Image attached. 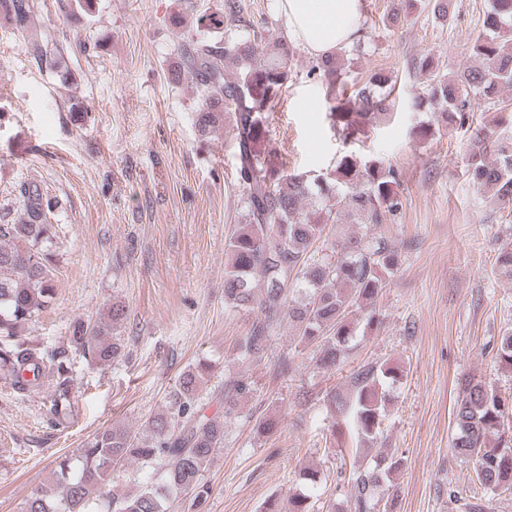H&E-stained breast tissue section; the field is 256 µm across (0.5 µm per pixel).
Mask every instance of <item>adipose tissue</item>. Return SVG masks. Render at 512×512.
Wrapping results in <instances>:
<instances>
[{
  "instance_id": "1",
  "label": "adipose tissue",
  "mask_w": 512,
  "mask_h": 512,
  "mask_svg": "<svg viewBox=\"0 0 512 512\" xmlns=\"http://www.w3.org/2000/svg\"><path fill=\"white\" fill-rule=\"evenodd\" d=\"M288 33L315 56L349 44L358 27L359 0H278Z\"/></svg>"
}]
</instances>
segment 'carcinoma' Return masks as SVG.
<instances>
[{
  "instance_id": "carcinoma-1",
  "label": "carcinoma",
  "mask_w": 512,
  "mask_h": 512,
  "mask_svg": "<svg viewBox=\"0 0 512 512\" xmlns=\"http://www.w3.org/2000/svg\"><path fill=\"white\" fill-rule=\"evenodd\" d=\"M66 16L85 18L93 0H66ZM33 0H0V17L25 32L33 17ZM225 14L205 15L215 35L197 40L184 33L171 79L186 77L195 85L200 104L195 124L200 135L229 126L238 156L242 188L237 224L225 244L224 305L251 314L247 336L238 345L241 365L267 353L272 334L283 323L294 329L298 344L315 349V366L340 367L353 349L360 319L379 323L374 306L390 277L400 268L396 243L374 229L388 223L403 207L402 177L378 158L345 150L330 172L308 175L285 170L268 144L267 113L293 82V51L281 36L239 34L235 0H226ZM357 41L316 59L309 74L325 87L331 127L347 145L360 140L369 126L389 114L391 78L374 72L351 94L355 82L349 64L364 51ZM31 55L40 63L62 66L59 45L35 39ZM478 64L454 75L435 77L428 96L418 92L411 106L419 110L425 98L437 106L435 119L415 127L423 143L450 127L468 133L467 173L481 191L490 194L501 212L512 218V110L499 103L492 124L474 120L472 104L512 87V0H490L482 32L472 46ZM15 208L0 207V372L14 393H42L51 378L53 390L48 422L59 427L76 411L72 365L75 356L105 366L124 356L122 338L112 325L125 317L124 307L109 309V322L79 318L69 336L55 345H41L25 335L55 295L56 255L49 244L57 236L52 223L60 202L34 180L15 184ZM329 224H361L364 231L329 243ZM499 275L512 279V242L502 243L495 258ZM499 363L512 368V331L501 337ZM212 365L199 362L183 371L166 410L145 421L141 431L112 427L92 435L82 447L59 462L51 482L34 492L25 512H169L178 492L192 495L201 506L209 495L204 472L224 448L227 417L233 405L253 391L244 374L224 376L211 396L224 402V417L202 412L200 388ZM398 376L386 363H368L350 377L347 392L331 396V404L364 444L381 432L386 417L384 381ZM456 454L474 460L478 482L491 493H512V394L475 378L453 409ZM374 466L352 474L351 512H380L379 487L388 474L403 468L400 456L377 450ZM133 462L163 470L162 482L145 484L135 495H109L102 510L96 492L112 482L117 465ZM288 512H314L305 493L288 498Z\"/></svg>"
}]
</instances>
